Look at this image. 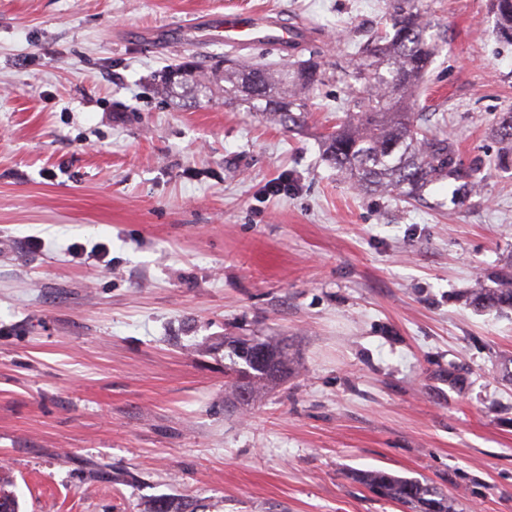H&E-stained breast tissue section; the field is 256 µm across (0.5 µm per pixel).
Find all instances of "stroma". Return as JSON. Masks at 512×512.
<instances>
[{
  "instance_id": "obj_1",
  "label": "stroma",
  "mask_w": 512,
  "mask_h": 512,
  "mask_svg": "<svg viewBox=\"0 0 512 512\" xmlns=\"http://www.w3.org/2000/svg\"><path fill=\"white\" fill-rule=\"evenodd\" d=\"M421 4L448 44L410 107L482 165L462 205L446 182L360 192L322 158L384 0H0V465L19 512H401L353 469L512 512V310L464 301L512 262L493 134L512 45L489 0ZM225 14L306 36L206 42ZM309 58L328 79L293 130L156 92L186 61ZM73 243L108 251L81 263ZM228 336L287 339L294 374L233 405Z\"/></svg>"
}]
</instances>
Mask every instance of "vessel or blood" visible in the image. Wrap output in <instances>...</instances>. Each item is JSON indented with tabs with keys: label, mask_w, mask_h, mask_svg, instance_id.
I'll return each mask as SVG.
<instances>
[{
	"label": "vessel or blood",
	"mask_w": 512,
	"mask_h": 512,
	"mask_svg": "<svg viewBox=\"0 0 512 512\" xmlns=\"http://www.w3.org/2000/svg\"><path fill=\"white\" fill-rule=\"evenodd\" d=\"M209 31L212 41L227 45L253 42L285 49L303 39L300 30L282 25L271 18L255 19L241 24L230 17H219L211 20Z\"/></svg>",
	"instance_id": "1"
}]
</instances>
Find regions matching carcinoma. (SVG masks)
Listing matches in <instances>:
<instances>
[{
	"label": "carcinoma",
	"instance_id": "obj_1",
	"mask_svg": "<svg viewBox=\"0 0 512 512\" xmlns=\"http://www.w3.org/2000/svg\"><path fill=\"white\" fill-rule=\"evenodd\" d=\"M497 35L512 43V0H490ZM446 43L445 35L431 31L419 0H386L382 27L366 35L362 57L342 80L347 87L344 118L323 134L324 154L361 191H396L416 199L434 183L448 181L465 202L483 181L482 168L464 165L455 141L430 128L427 119L407 109L423 74ZM314 59L278 68L236 67L227 64L207 73L189 65L172 70L160 92L169 98L195 103L224 89V99L247 111L291 129L308 115L314 91L324 81ZM504 152L512 153V113L495 130ZM477 284L465 302L475 310H512V271ZM230 377L225 398L249 405L263 387L277 385L293 371L294 354L274 340L237 339L226 344ZM354 482L381 498L400 503L408 512H454L448 495L438 487L381 469L355 470Z\"/></svg>",
	"mask_w": 512,
	"mask_h": 512
}]
</instances>
